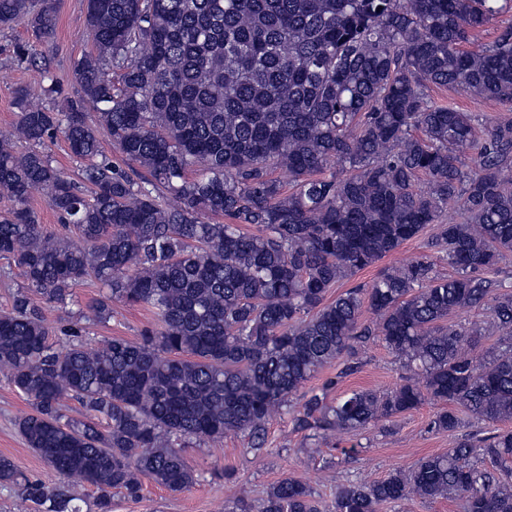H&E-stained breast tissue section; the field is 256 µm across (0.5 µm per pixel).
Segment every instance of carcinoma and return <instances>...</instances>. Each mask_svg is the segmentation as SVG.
<instances>
[{"label":"carcinoma","instance_id":"obj_1","mask_svg":"<svg viewBox=\"0 0 512 512\" xmlns=\"http://www.w3.org/2000/svg\"><path fill=\"white\" fill-rule=\"evenodd\" d=\"M507 8L512 0H86L92 47L74 65L77 97L32 108L18 91L15 132L0 137L10 202L0 258L24 278L0 314V371L32 407L20 434L59 477L32 481L1 456L0 482L37 512H80L60 483L73 477L95 488L96 512H112L114 490L138 499L141 475L182 492L197 481L187 442L242 435L260 451L271 414L372 338L410 372L404 383L331 402L314 393L297 429L353 435L427 399L443 404L437 432L459 428L458 407L512 420V293L484 276L512 256V119L479 132L476 113L425 94L434 85L512 102V26L468 48ZM19 23L50 36L52 0H0V28ZM101 129L126 167L101 152ZM59 135L80 160L77 181L42 149ZM336 165L349 174L336 177ZM40 189L58 234L31 207ZM450 203L461 220L443 224ZM430 224L440 231L427 246L452 274L422 255L327 300ZM88 277L110 295L91 316L78 312L58 349L39 302L65 303ZM113 301L149 309L156 326L139 342L89 346L82 321H107ZM365 306L379 320L362 323ZM473 309L505 332L484 354L483 327L448 322ZM66 394L86 419H64ZM411 496L512 512V429L466 436L383 480L349 481L333 512ZM235 509L319 512L292 478Z\"/></svg>","mask_w":512,"mask_h":512}]
</instances>
